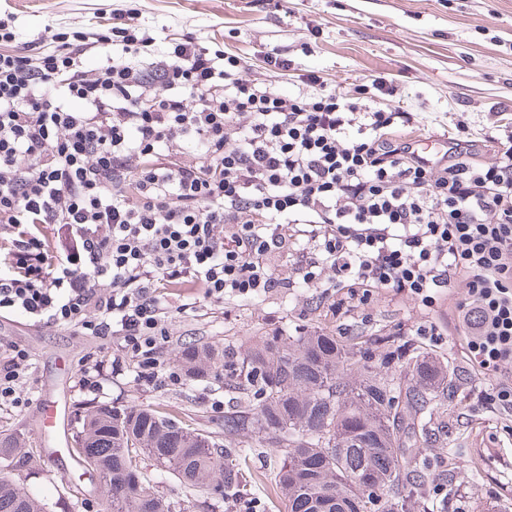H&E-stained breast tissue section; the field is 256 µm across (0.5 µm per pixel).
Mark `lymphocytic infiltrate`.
I'll use <instances>...</instances> for the list:
<instances>
[{
    "instance_id": "f902f5d3",
    "label": "lymphocytic infiltrate",
    "mask_w": 512,
    "mask_h": 512,
    "mask_svg": "<svg viewBox=\"0 0 512 512\" xmlns=\"http://www.w3.org/2000/svg\"><path fill=\"white\" fill-rule=\"evenodd\" d=\"M50 41L18 47L0 18V318L120 337L114 373L175 383L171 287L361 306L391 289L425 309L460 288L453 331L512 407V140L481 162L460 120L431 161L398 136L407 113L312 74L281 93L190 38L155 52L129 13ZM29 361L0 360L1 407L23 405Z\"/></svg>"
}]
</instances>
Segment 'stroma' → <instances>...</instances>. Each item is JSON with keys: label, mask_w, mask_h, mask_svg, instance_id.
Returning a JSON list of instances; mask_svg holds the SVG:
<instances>
[{"label": "stroma", "mask_w": 512, "mask_h": 512, "mask_svg": "<svg viewBox=\"0 0 512 512\" xmlns=\"http://www.w3.org/2000/svg\"><path fill=\"white\" fill-rule=\"evenodd\" d=\"M128 8L138 10L156 37L190 35L241 57L251 79L267 77V54L277 52L289 61L286 75L274 83L278 91H292L300 75L315 72L367 108L408 112L404 132L413 138L433 139L461 118L474 139L489 133L512 138V0H0V12L13 16L22 42L48 28L104 21L113 10ZM426 318L444 326L452 315L444 303L423 315L414 302L389 291L342 315L312 290L280 288L251 301L200 298L186 310H171L163 356L173 360L180 347L194 343L242 358L264 337L314 330L365 339L378 358L402 344L432 352L448 361L453 393L440 433L419 449L425 482L406 508L512 512V411L488 400L492 378L469 365L459 337L416 335ZM11 344L27 349L31 360L23 384L27 405L0 409V438L19 439L7 473L18 487L38 494L47 512H105L96 477L59 465L75 446L76 412L93 405L156 409L221 436L228 448L246 444L248 484L240 501L219 506L145 461L155 488L186 512H287L272 487L278 448L255 434H224V412L236 398L225 377L149 386L133 370L116 376L107 367L119 352L118 338L95 339L21 316L0 318V356ZM85 373L91 376L87 386L81 383ZM46 394L58 408L49 427L39 414Z\"/></svg>", "instance_id": "obj_1"}]
</instances>
